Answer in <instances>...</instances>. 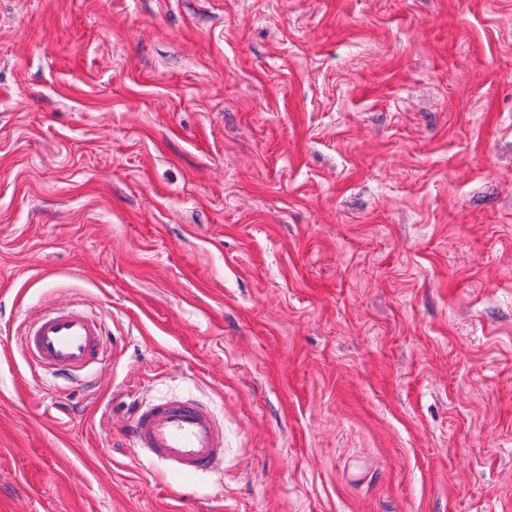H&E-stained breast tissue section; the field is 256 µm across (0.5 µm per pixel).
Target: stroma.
<instances>
[{
  "instance_id": "stroma-1",
  "label": "stroma",
  "mask_w": 512,
  "mask_h": 512,
  "mask_svg": "<svg viewBox=\"0 0 512 512\" xmlns=\"http://www.w3.org/2000/svg\"><path fill=\"white\" fill-rule=\"evenodd\" d=\"M184 397L223 469L129 441ZM511 501L512 0H0V512ZM26 351L38 364L50 368L54 378L71 376L102 353L100 325L78 309L44 312L27 322L22 331Z\"/></svg>"
}]
</instances>
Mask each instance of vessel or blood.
Instances as JSON below:
<instances>
[{
  "label": "vessel or blood",
  "mask_w": 512,
  "mask_h": 512,
  "mask_svg": "<svg viewBox=\"0 0 512 512\" xmlns=\"http://www.w3.org/2000/svg\"><path fill=\"white\" fill-rule=\"evenodd\" d=\"M22 336L32 359L56 377L88 367L102 353L100 325L77 309L42 313L25 324ZM131 438L151 458L169 462L187 475L210 470L224 457L217 422L191 400L160 401L140 408Z\"/></svg>",
  "instance_id": "1"
}]
</instances>
